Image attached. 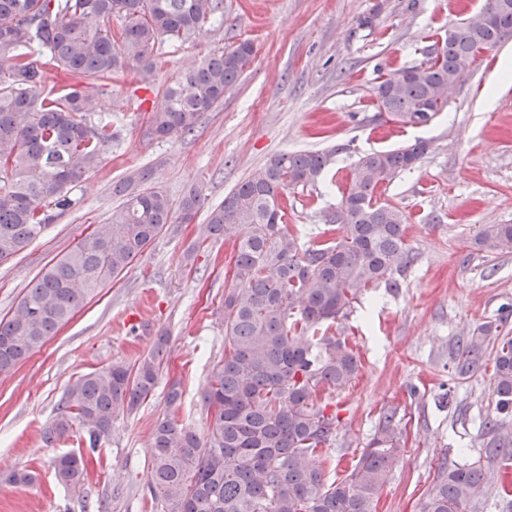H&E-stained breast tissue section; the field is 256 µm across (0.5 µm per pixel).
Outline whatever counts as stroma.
<instances>
[{"mask_svg":"<svg viewBox=\"0 0 512 512\" xmlns=\"http://www.w3.org/2000/svg\"><path fill=\"white\" fill-rule=\"evenodd\" d=\"M460 20L448 0H224L222 27L192 43L157 46L150 82L128 76L99 92L97 112L111 118L117 139L75 190V207L0 263V317L16 310L44 267L108 223L120 203L112 186L133 168H152L154 185L175 202L203 187L211 208L273 154L335 150L322 180L288 195V228L308 247L361 155L430 140L420 165L382 190L410 216L414 261L398 290H367L339 322L360 368L328 406L336 414L328 453L337 468L325 476L344 477L381 416L393 413L402 452L376 512H421L440 469L489 463L482 423L496 414L494 361L485 357L463 378L452 366L461 340L512 305V249L475 245L482 225L512 224V80L501 79L512 36L479 57L430 126L392 125L375 108L374 88L381 75L425 60ZM247 39L255 53L223 102L191 133L151 138L149 117L163 108L166 85L209 53ZM204 221L200 214L162 233L11 376L0 377V512H163L151 497L150 459L168 385L181 384L179 422L204 432L203 389L224 357L233 246L200 242ZM131 313L140 326L125 325ZM164 332L170 341L153 395L114 423L100 457L87 458L80 486H61L53 461L80 453V439L72 434L49 446L41 433L67 387L116 361L137 368ZM21 468L35 472L34 485L7 482Z\"/></svg>","mask_w":512,"mask_h":512,"instance_id":"stroma-1","label":"stroma"}]
</instances>
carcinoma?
Masks as SVG:
<instances>
[{
  "label": "carcinoma",
  "mask_w": 512,
  "mask_h": 512,
  "mask_svg": "<svg viewBox=\"0 0 512 512\" xmlns=\"http://www.w3.org/2000/svg\"><path fill=\"white\" fill-rule=\"evenodd\" d=\"M482 24L459 23L421 65L402 66L375 86L389 121L426 126L448 106V78L463 77L479 54L512 34V0H486ZM224 0H0V262L23 251L77 203L73 190L95 170L115 139L112 121L94 120L96 95L112 76L153 74L156 44L195 39L217 18ZM119 22L112 30V21ZM254 55L243 41L214 52L164 89L165 106L150 118L157 139L184 135L224 98ZM72 83L58 89L51 73ZM425 141L359 157L324 239L306 249L286 231L288 192L313 186L336 150L272 155L239 183L200 225L199 239L235 240L234 275L224 287V358L203 391L207 434L179 423L180 383L170 384L165 415L152 431L151 488L163 512H375V499L400 448L393 416L342 479L326 483L316 454L336 433V414L319 405L324 392L357 376L359 363L336 321L368 288L401 286L414 255L406 243L410 216L377 191L415 169ZM123 197L111 221L47 267L16 311L0 319V376L13 372L84 303L112 282L163 230L193 223L205 195L193 186L178 204L152 186L141 167L112 186ZM249 229L242 237L239 230ZM343 230L334 237L336 229ZM479 249L512 247V224H484ZM168 338L136 370L122 362L90 371L65 392L43 429L52 445L73 429L95 453L119 417L148 399L158 382ZM494 354L497 412L487 443L493 467L465 463L442 470L421 512H466L499 478L507 495L512 474V337L481 324L465 346L459 373ZM64 486L83 483V456L54 462Z\"/></svg>",
  "instance_id": "carcinoma-1"
}]
</instances>
